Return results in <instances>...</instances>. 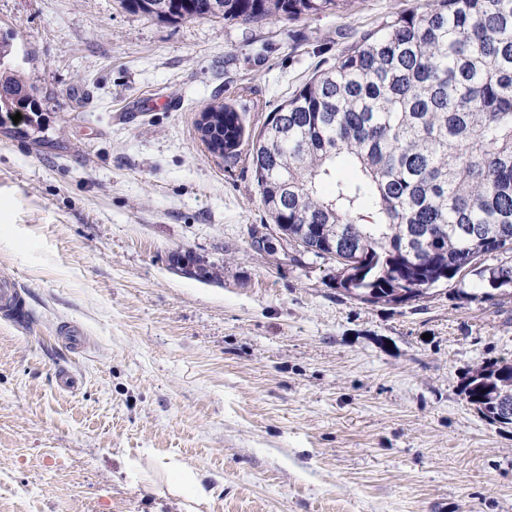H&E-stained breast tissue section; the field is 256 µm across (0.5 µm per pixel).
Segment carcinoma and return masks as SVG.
<instances>
[{
  "label": "carcinoma",
  "mask_w": 512,
  "mask_h": 512,
  "mask_svg": "<svg viewBox=\"0 0 512 512\" xmlns=\"http://www.w3.org/2000/svg\"><path fill=\"white\" fill-rule=\"evenodd\" d=\"M150 19L246 24L339 16L348 0H121ZM0 38V124L32 121L38 89ZM28 88L18 100L13 88ZM198 127L209 152L240 154L245 128L228 104ZM260 202L288 237L336 261V287L400 306L441 285L472 298L480 283L512 296V0H427L363 31L264 121L250 151ZM355 173L336 177L339 159ZM333 183L329 195L320 184ZM494 257L497 264H486ZM512 362L470 372L467 401L512 425L499 392Z\"/></svg>",
  "instance_id": "cac0c4a2"
}]
</instances>
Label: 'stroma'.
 <instances>
[{"label": "stroma", "instance_id": "1", "mask_svg": "<svg viewBox=\"0 0 512 512\" xmlns=\"http://www.w3.org/2000/svg\"><path fill=\"white\" fill-rule=\"evenodd\" d=\"M423 2L248 25L0 0L42 89L36 125H0V279L24 305L0 315V512H181L176 462L209 493L200 512H512V426L462 391L512 360V299L348 297L334 261L269 235L248 155L198 131L225 103L258 132Z\"/></svg>", "mask_w": 512, "mask_h": 512}]
</instances>
